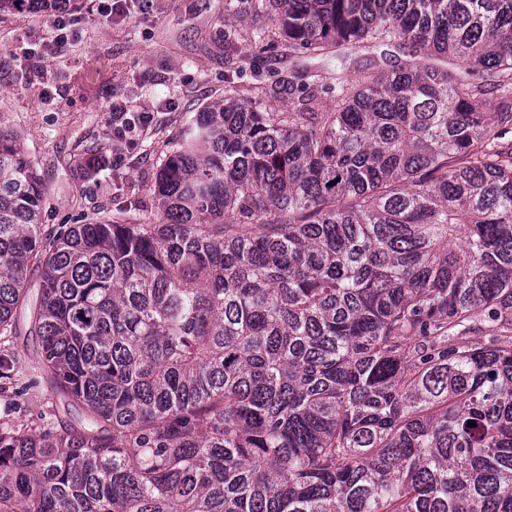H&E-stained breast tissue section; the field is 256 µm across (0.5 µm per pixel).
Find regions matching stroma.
Listing matches in <instances>:
<instances>
[{
  "mask_svg": "<svg viewBox=\"0 0 512 512\" xmlns=\"http://www.w3.org/2000/svg\"><path fill=\"white\" fill-rule=\"evenodd\" d=\"M92 0H67L80 19L55 49L47 14L29 8L0 12V128L16 132L47 189L41 233L52 237L96 218H160L158 165L191 113L224 99V34L251 28L224 13V0H154L127 20L93 16ZM129 112L154 114L152 125L112 137ZM93 153L123 154L121 167L89 176ZM40 347L27 310L12 335L0 336V359L18 373L0 378V425L33 433L48 428L50 393L34 372Z\"/></svg>",
  "mask_w": 512,
  "mask_h": 512,
  "instance_id": "1",
  "label": "stroma"
}]
</instances>
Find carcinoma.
Wrapping results in <instances>:
<instances>
[{
    "mask_svg": "<svg viewBox=\"0 0 512 512\" xmlns=\"http://www.w3.org/2000/svg\"><path fill=\"white\" fill-rule=\"evenodd\" d=\"M248 2L288 76L226 57L157 223L42 237L0 128V334L35 260L59 425L0 427V512H512V0Z\"/></svg>",
    "mask_w": 512,
    "mask_h": 512,
    "instance_id": "cac0c4a2",
    "label": "carcinoma"
}]
</instances>
